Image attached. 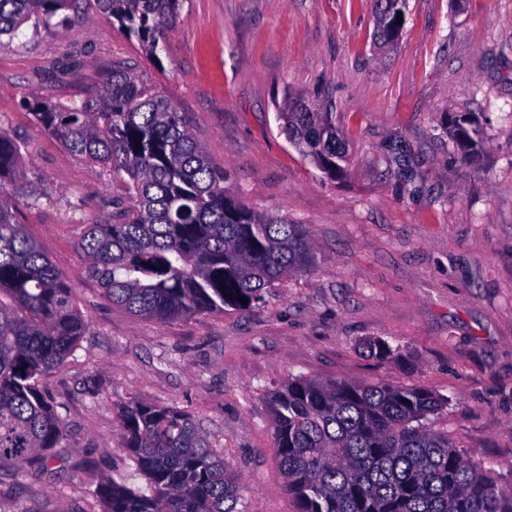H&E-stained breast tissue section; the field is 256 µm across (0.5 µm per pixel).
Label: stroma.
<instances>
[{
    "label": "stroma",
    "mask_w": 512,
    "mask_h": 512,
    "mask_svg": "<svg viewBox=\"0 0 512 512\" xmlns=\"http://www.w3.org/2000/svg\"><path fill=\"white\" fill-rule=\"evenodd\" d=\"M373 0H185L149 59L83 0L69 29L22 27L0 52V128L27 145L49 196L12 201L71 281L88 332L45 382L66 440L51 471L0 470V512H102L101 480L138 488L118 414L139 401L190 413L244 487L246 512H296L276 461L270 391L305 375L425 387L432 425L512 474V0H409L397 50L376 51ZM133 69L183 112L234 193L303 225L314 261L250 308L161 321L117 308L83 272L84 224L130 205L123 181L70 153L20 104L94 92ZM330 105L349 141L326 177L280 131L285 98ZM488 118L480 166L441 129ZM389 344L379 361L360 345Z\"/></svg>",
    "instance_id": "35a3bbf8"
}]
</instances>
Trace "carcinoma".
Here are the masks:
<instances>
[{"label": "carcinoma", "mask_w": 512, "mask_h": 512, "mask_svg": "<svg viewBox=\"0 0 512 512\" xmlns=\"http://www.w3.org/2000/svg\"><path fill=\"white\" fill-rule=\"evenodd\" d=\"M100 16L157 56L183 0H96ZM79 0H0V51L18 29H66ZM408 0H375L373 44L384 52ZM35 122L77 156L126 178L130 209L85 225L84 273L112 305L136 317L172 319L243 310L262 291L308 267L300 224L255 211L224 186L225 175L190 132L183 113L126 67L64 105L25 98ZM286 100L278 112L289 143L327 177L349 166L346 134L325 105ZM444 133L467 165L486 151L485 117L453 112ZM23 144L0 128V467L23 473L63 443L64 422L43 379L60 369L88 330L73 287L15 220L1 196H47L22 164ZM248 303H243L241 298ZM374 358L392 349L362 344ZM279 467L296 512H512V480L464 456L431 419L448 399L424 387L350 384L299 375L270 392ZM120 430L147 484L112 480L92 495L103 512H245L243 489L190 414L143 403L122 407Z\"/></svg>", "instance_id": "carcinoma-1"}]
</instances>
